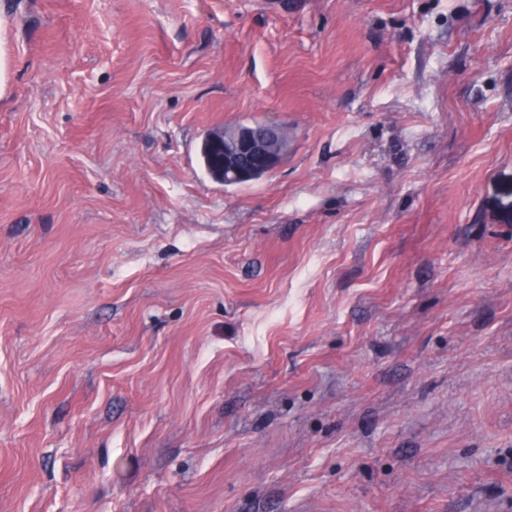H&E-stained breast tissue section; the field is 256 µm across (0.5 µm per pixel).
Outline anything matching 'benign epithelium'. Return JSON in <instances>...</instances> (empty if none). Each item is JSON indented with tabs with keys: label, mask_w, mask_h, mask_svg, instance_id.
Instances as JSON below:
<instances>
[{
	"label": "benign epithelium",
	"mask_w": 512,
	"mask_h": 512,
	"mask_svg": "<svg viewBox=\"0 0 512 512\" xmlns=\"http://www.w3.org/2000/svg\"><path fill=\"white\" fill-rule=\"evenodd\" d=\"M206 150L223 152L219 179L239 184L260 174L274 171L288 153L284 127L273 121L260 128L254 124H237L206 141Z\"/></svg>",
	"instance_id": "1"
}]
</instances>
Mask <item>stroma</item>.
<instances>
[{"label": "stroma", "mask_w": 512, "mask_h": 512, "mask_svg": "<svg viewBox=\"0 0 512 512\" xmlns=\"http://www.w3.org/2000/svg\"><path fill=\"white\" fill-rule=\"evenodd\" d=\"M0 17V512H512V0ZM268 119L254 120V124H237L219 136L213 135L206 141V150L214 153L220 150L221 170L219 179L226 184L248 181L259 174L274 171L288 153V138L284 127ZM263 127V128H260Z\"/></svg>", "instance_id": "1"}]
</instances>
